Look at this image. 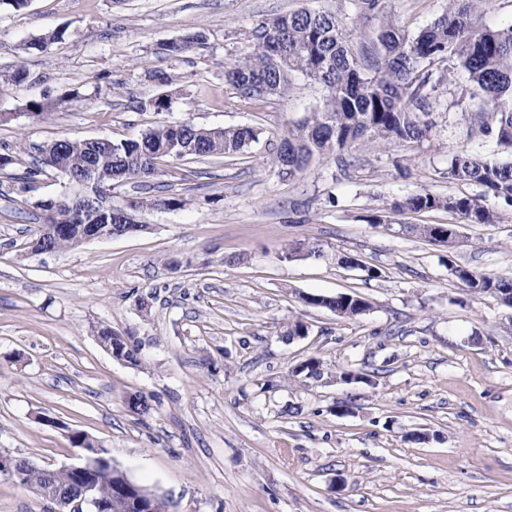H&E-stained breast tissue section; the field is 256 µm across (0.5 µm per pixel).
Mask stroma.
<instances>
[{"mask_svg":"<svg viewBox=\"0 0 512 512\" xmlns=\"http://www.w3.org/2000/svg\"><path fill=\"white\" fill-rule=\"evenodd\" d=\"M385 2L411 33L448 6ZM304 6L360 32L351 0H31L0 10V154L60 137L128 139L185 119L261 131L236 156L166 163L156 182L181 208H144L140 231L52 254L30 247L35 203L62 194L65 178L44 176L23 195L13 190L19 165L0 168V452L58 468L77 462L69 435L81 432L172 512H512V308L470 294L450 270L512 279V207L488 198L495 224L400 215L459 225L451 250L366 220L422 189L479 194L448 182L453 155L508 151L471 135L467 76L445 78L437 63L428 139L362 140L342 161L316 158L281 177L270 155L321 87L298 74L287 95L244 106L224 69L253 49L258 20ZM53 30L61 42L19 53ZM195 33L203 41L192 52L158 54L159 43ZM18 65L22 85L6 77ZM155 70L173 85H158ZM164 94L167 110H139ZM33 99L63 105L37 122ZM307 241L323 258L288 257ZM343 254L357 266L338 265ZM336 293L370 308L341 319L302 301ZM296 319L306 337L287 336ZM102 325L139 346V364L112 357ZM312 357L321 377L294 375ZM347 371L356 380L341 381ZM135 393L151 397L149 415L128 408ZM0 512L52 505L0 476Z\"/></svg>","mask_w":512,"mask_h":512,"instance_id":"stroma-1","label":"stroma"}]
</instances>
